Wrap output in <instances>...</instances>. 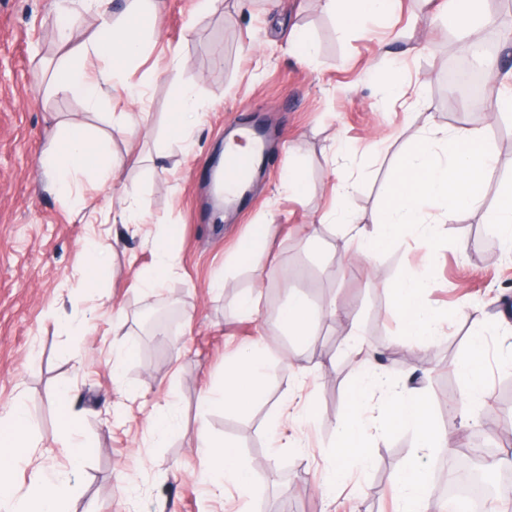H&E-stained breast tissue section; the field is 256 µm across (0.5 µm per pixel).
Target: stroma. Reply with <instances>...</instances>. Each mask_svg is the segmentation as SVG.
<instances>
[{
	"label": "stroma",
	"mask_w": 512,
	"mask_h": 512,
	"mask_svg": "<svg viewBox=\"0 0 512 512\" xmlns=\"http://www.w3.org/2000/svg\"><path fill=\"white\" fill-rule=\"evenodd\" d=\"M157 44L124 74L126 86L97 108L46 93L45 84L65 56L53 33L68 21L74 41L96 21L84 0H0V406L21 399L32 418V454L14 478L29 488L44 473L67 470L57 448L67 406L90 450L72 479L70 512H395L398 466L419 459L429 485L449 457L476 439L462 423L465 384L457 371L475 330L463 303L486 315L487 394L475 408L479 423L512 425V250L478 210L443 225L454 243L429 251L414 236L374 259L357 253L342 224L330 223L337 176L357 188L350 210L373 230L395 165L425 130L421 113L440 126L475 125L474 105L450 101L448 58L459 39L444 0H397L393 13L366 30L341 32L318 0H225L197 13L198 0H164ZM316 46L310 59L289 55L295 30ZM194 88L206 110L190 139L166 138V116L181 86ZM144 94L150 125L119 130L113 114L133 110L128 90ZM85 124L111 138L122 167L112 183L96 188L88 175L72 185L99 206L116 208L126 189L138 188L143 222L138 231L115 226L101 239L107 257L99 287L84 283L87 225L75 221L67 198L46 190L40 163L58 122ZM260 128L267 140L247 198L231 212L215 207L210 171L237 128ZM497 166L484 188L496 205L512 189V116L491 120ZM381 149L365 152L368 142ZM299 170L304 195L283 184ZM173 224L179 230V277L146 293L141 277L154 263L146 237ZM270 227L264 267L230 265L251 225ZM428 268L429 297L440 316V334L409 343L386 284L407 269ZM227 278L226 288L211 283ZM262 294L257 314L240 311L249 292ZM311 302L335 299L348 316H321L305 338L289 335L279 312L289 293ZM177 319L161 331L144 316L160 305ZM137 346L112 376V352ZM256 345L269 358L265 395L248 414L220 407L203 410L237 348ZM374 359L394 387L428 400L435 428L450 434L447 449H416L410 431L378 434L367 470L350 471L334 502L320 481L336 427L349 408L348 390L361 356ZM300 370L288 412L289 447H275L267 421L286 387L280 360ZM170 402L177 430L159 440L149 434L151 404ZM312 403V420L302 418ZM228 439L253 469L254 492L217 494L205 482L196 445L201 432ZM135 486L117 493L120 481Z\"/></svg>",
	"instance_id": "obj_1"
}]
</instances>
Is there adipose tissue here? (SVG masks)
<instances>
[{"label":"adipose tissue","mask_w":512,"mask_h":512,"mask_svg":"<svg viewBox=\"0 0 512 512\" xmlns=\"http://www.w3.org/2000/svg\"><path fill=\"white\" fill-rule=\"evenodd\" d=\"M319 3L327 13L338 14L340 24L346 29L362 27L374 17H386L392 8V0H319ZM159 18V0H124L120 12H101L100 25L92 36L71 45L57 70L56 89L86 103L89 108H96L122 85L123 66L140 61L153 49L158 37ZM492 22L488 0H448V23L460 38L478 42L481 29ZM92 59L101 61V69L88 71L87 63ZM203 108L192 87L182 88L177 105L167 119L168 136L176 139L190 137L195 118ZM41 168L47 190L66 195L75 179L90 171L101 182L111 181L112 154L105 142L87 127L68 124L61 129L58 146L43 157ZM137 197V191H128L127 206L115 214L90 206L80 197L73 198L72 207L78 221L84 224L92 219L102 224H136L140 221ZM175 236L176 231L171 228L153 238L156 261L143 278V287L157 288L178 275ZM431 288L429 277L415 271L406 272L390 286L394 307L406 333L417 342L434 338L437 333L439 316L427 304ZM321 312L339 319L345 316L334 301H326L318 307L296 293L289 296L281 317L289 330L303 336ZM266 369L267 362L257 348L249 346L240 350L225 370L216 397L206 399V406H221L239 413L249 411L264 396ZM376 389L386 400L387 426L412 431L417 447H447L445 433L437 431L430 422L425 395L417 391L394 390L371 371L350 388V410L338 426V451L331 456L323 487L335 484L347 467L364 469L369 466L361 417L368 393ZM30 428V417L21 403L0 409V512H66L71 491L69 475L56 473L52 479L38 482L25 493L14 481L15 463L27 458L31 452ZM200 446L207 458V471L220 486L232 487L244 498L252 495V471L241 460L235 444L205 433L201 436ZM395 485L403 501L401 512H423L431 490L424 471L417 464H403L396 473Z\"/></svg>","instance_id":"adipose-tissue-1"}]
</instances>
